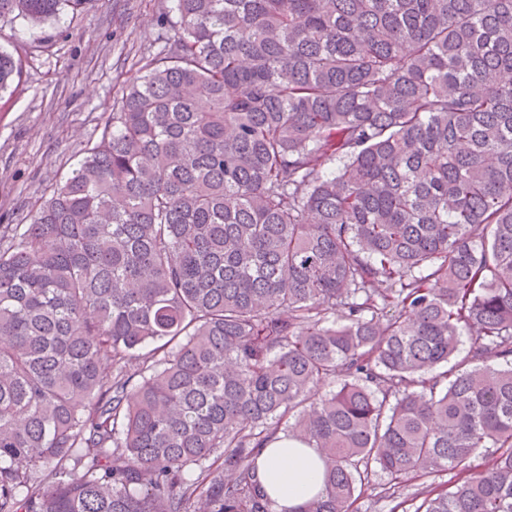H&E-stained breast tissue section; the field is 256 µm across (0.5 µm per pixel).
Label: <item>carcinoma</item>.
Here are the masks:
<instances>
[{
  "label": "carcinoma",
  "instance_id": "carcinoma-1",
  "mask_svg": "<svg viewBox=\"0 0 512 512\" xmlns=\"http://www.w3.org/2000/svg\"><path fill=\"white\" fill-rule=\"evenodd\" d=\"M171 12L0 225V512H275L255 459L283 436L321 452L301 512L433 469L455 491L415 512H512V0Z\"/></svg>",
  "mask_w": 512,
  "mask_h": 512
}]
</instances>
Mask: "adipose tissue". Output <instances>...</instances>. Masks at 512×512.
Returning <instances> with one entry per match:
<instances>
[{
  "mask_svg": "<svg viewBox=\"0 0 512 512\" xmlns=\"http://www.w3.org/2000/svg\"><path fill=\"white\" fill-rule=\"evenodd\" d=\"M257 474L278 512H300L322 488L317 449L283 438L263 449L256 461Z\"/></svg>",
  "mask_w": 512,
  "mask_h": 512,
  "instance_id": "obj_1",
  "label": "adipose tissue"
}]
</instances>
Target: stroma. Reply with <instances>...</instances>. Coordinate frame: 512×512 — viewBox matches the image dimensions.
<instances>
[{"mask_svg":"<svg viewBox=\"0 0 512 512\" xmlns=\"http://www.w3.org/2000/svg\"><path fill=\"white\" fill-rule=\"evenodd\" d=\"M171 0H87L62 22L31 28L0 20V47L18 50L21 71L0 91V225L30 223L98 140L112 107L158 43L157 21ZM374 476L359 512H414L411 489L381 497Z\"/></svg>","mask_w":512,"mask_h":512,"instance_id":"obj_1","label":"stroma"}]
</instances>
